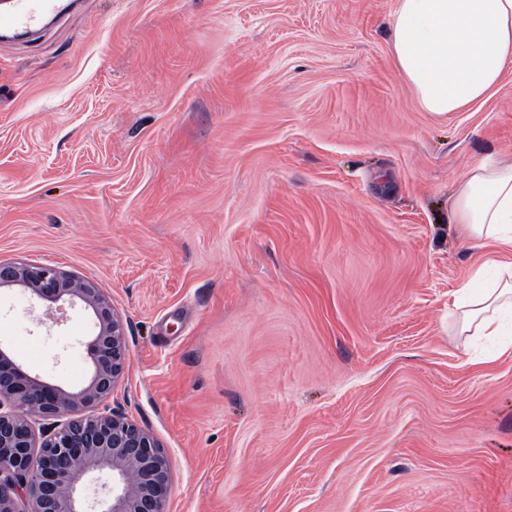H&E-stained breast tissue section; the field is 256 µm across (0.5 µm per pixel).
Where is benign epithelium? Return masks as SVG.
I'll return each instance as SVG.
<instances>
[{"mask_svg":"<svg viewBox=\"0 0 512 512\" xmlns=\"http://www.w3.org/2000/svg\"><path fill=\"white\" fill-rule=\"evenodd\" d=\"M12 287L51 304L83 303L97 332L87 346L92 376L77 391L30 375L0 347V512H88L80 487L104 468L112 469V500L100 512H168L170 463L161 444L104 406L128 359L109 296L56 268L0 261V288Z\"/></svg>","mask_w":512,"mask_h":512,"instance_id":"1","label":"benign epithelium"}]
</instances>
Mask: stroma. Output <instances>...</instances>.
I'll use <instances>...</instances> for the list:
<instances>
[{
    "label": "stroma",
    "mask_w": 512,
    "mask_h": 512,
    "mask_svg": "<svg viewBox=\"0 0 512 512\" xmlns=\"http://www.w3.org/2000/svg\"><path fill=\"white\" fill-rule=\"evenodd\" d=\"M398 0H82L0 42V260L103 288L107 404L160 442L169 512H512V349L451 316L512 262L447 221L512 156V61L439 117ZM95 332L0 288V345L76 391Z\"/></svg>",
    "instance_id": "obj_1"
}]
</instances>
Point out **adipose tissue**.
Segmentation results:
<instances>
[{
	"mask_svg": "<svg viewBox=\"0 0 512 512\" xmlns=\"http://www.w3.org/2000/svg\"><path fill=\"white\" fill-rule=\"evenodd\" d=\"M391 52L425 111L458 112L484 99L512 59V0H399ZM451 221L469 239L512 247V161L472 168ZM462 332L497 336L512 314V262L478 267L457 291Z\"/></svg>",
	"mask_w": 512,
	"mask_h": 512,
	"instance_id": "ef3b65f1",
	"label": "adipose tissue"
}]
</instances>
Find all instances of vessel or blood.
<instances>
[{"mask_svg": "<svg viewBox=\"0 0 512 512\" xmlns=\"http://www.w3.org/2000/svg\"><path fill=\"white\" fill-rule=\"evenodd\" d=\"M77 4L78 0H8L0 12V38L36 35Z\"/></svg>", "mask_w": 512, "mask_h": 512, "instance_id": "vessel-or-blood-1", "label": "vessel or blood"}]
</instances>
